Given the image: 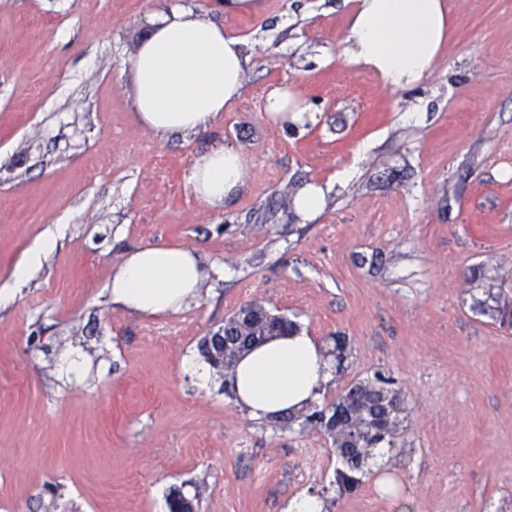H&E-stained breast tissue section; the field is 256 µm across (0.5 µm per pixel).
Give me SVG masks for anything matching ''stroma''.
Returning <instances> with one entry per match:
<instances>
[{"instance_id":"obj_1","label":"stroma","mask_w":512,"mask_h":512,"mask_svg":"<svg viewBox=\"0 0 512 512\" xmlns=\"http://www.w3.org/2000/svg\"><path fill=\"white\" fill-rule=\"evenodd\" d=\"M448 33L418 86L394 90L343 56L354 0H0V512H288L317 495L313 432L249 418L198 345L244 302L345 333L343 379L389 370L404 395L396 494L370 477L337 512H488L512 498V325L471 311L512 289V0H447ZM190 9L247 39L244 92L209 127L167 137L137 118L130 68L156 14ZM327 111L288 125L279 87ZM239 152L241 188L212 207L190 184L212 149ZM321 184L295 234L286 185ZM273 212L266 227L257 215ZM54 250L16 284L47 235ZM175 244L198 294L148 316L112 302L130 251ZM261 260H254L255 250ZM383 262L357 266L359 251ZM482 264L485 279L469 278ZM78 356L75 374L63 356Z\"/></svg>"}]
</instances>
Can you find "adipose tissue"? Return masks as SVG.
I'll return each instance as SVG.
<instances>
[{
  "label": "adipose tissue",
  "mask_w": 512,
  "mask_h": 512,
  "mask_svg": "<svg viewBox=\"0 0 512 512\" xmlns=\"http://www.w3.org/2000/svg\"><path fill=\"white\" fill-rule=\"evenodd\" d=\"M345 38L348 64L374 72L393 89L422 83L448 30L446 0H358ZM246 42L222 25L175 8L158 17L131 66L136 111L159 135L206 128L243 93ZM237 153L217 149L198 159L196 196L223 205L242 185ZM199 257L182 246H151L129 254L112 278V302L150 316L176 312L198 292ZM324 345L308 331L265 342L236 368V403L261 421L305 401L320 400L332 378Z\"/></svg>",
  "instance_id": "ef3b65f1"
}]
</instances>
